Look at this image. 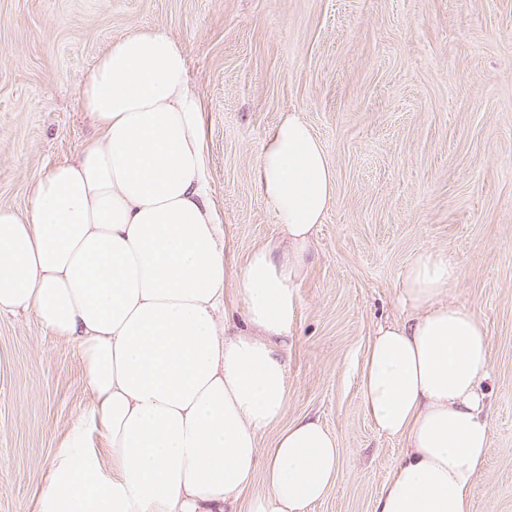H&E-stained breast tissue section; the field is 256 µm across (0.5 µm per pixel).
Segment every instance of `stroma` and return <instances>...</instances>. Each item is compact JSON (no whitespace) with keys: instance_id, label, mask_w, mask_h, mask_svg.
I'll return each mask as SVG.
<instances>
[{"instance_id":"stroma-1","label":"stroma","mask_w":512,"mask_h":512,"mask_svg":"<svg viewBox=\"0 0 512 512\" xmlns=\"http://www.w3.org/2000/svg\"><path fill=\"white\" fill-rule=\"evenodd\" d=\"M137 28L186 51L236 254L279 232L254 181L285 115L309 124L336 173L288 332L286 418L321 421L341 448L306 512H374L404 453L366 415L361 369L376 329L411 316L398 286L423 250L456 262L448 299L491 344L472 512H512V0H0L1 206L26 211L35 179L78 155L93 134L84 75ZM90 404L72 343L34 311L0 317V512H38L74 432L105 452Z\"/></svg>"}]
</instances>
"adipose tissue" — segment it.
<instances>
[{
  "instance_id": "obj_1",
  "label": "adipose tissue",
  "mask_w": 512,
  "mask_h": 512,
  "mask_svg": "<svg viewBox=\"0 0 512 512\" xmlns=\"http://www.w3.org/2000/svg\"><path fill=\"white\" fill-rule=\"evenodd\" d=\"M81 100L95 136L36 180L26 215L0 207V313L35 310L74 345L108 444L62 449L40 512H231L245 496L249 512H305L335 478V437L300 417L268 455L258 440L288 406L293 288L335 193L323 146L294 113L268 136L256 187L280 236L240 259L209 194L184 47L159 29L122 36ZM457 274L446 253L413 255L399 295L414 315L367 347L364 407L406 448L375 512H471L490 344L446 300Z\"/></svg>"
}]
</instances>
